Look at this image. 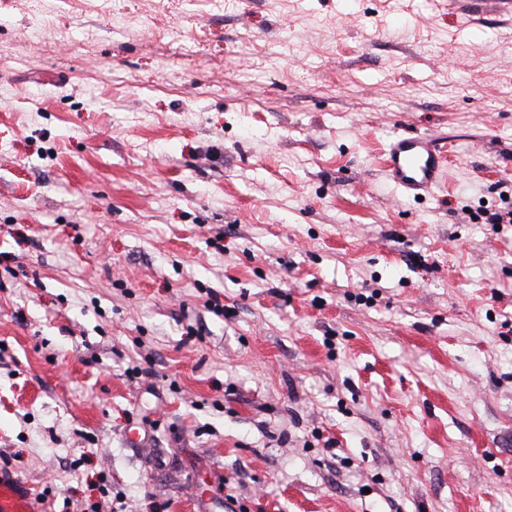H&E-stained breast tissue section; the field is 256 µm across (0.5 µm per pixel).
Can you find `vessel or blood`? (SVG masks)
<instances>
[{
    "label": "vessel or blood",
    "mask_w": 512,
    "mask_h": 512,
    "mask_svg": "<svg viewBox=\"0 0 512 512\" xmlns=\"http://www.w3.org/2000/svg\"><path fill=\"white\" fill-rule=\"evenodd\" d=\"M444 150L435 138L400 135L385 153L386 179L413 195L430 194L441 184ZM33 493L22 482L0 474V512H31Z\"/></svg>",
    "instance_id": "vessel-or-blood-1"
}]
</instances>
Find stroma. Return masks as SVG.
<instances>
[{
  "label": "stroma",
  "instance_id": "35a3bbf8",
  "mask_svg": "<svg viewBox=\"0 0 512 512\" xmlns=\"http://www.w3.org/2000/svg\"><path fill=\"white\" fill-rule=\"evenodd\" d=\"M506 185L496 5L0 0V466L46 512H512ZM386 179L415 196L431 194L441 184L444 150L433 137L399 135L385 153Z\"/></svg>",
  "mask_w": 512,
  "mask_h": 512
}]
</instances>
